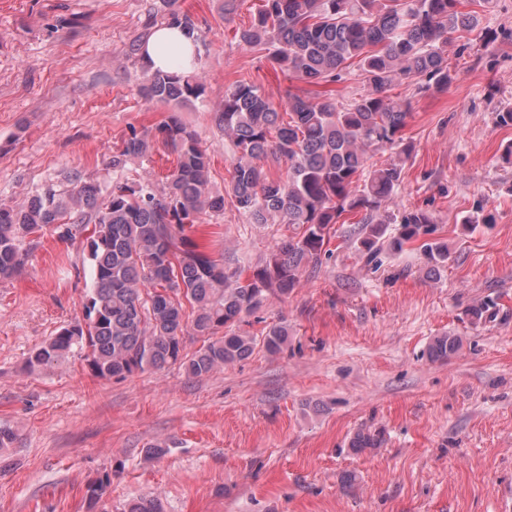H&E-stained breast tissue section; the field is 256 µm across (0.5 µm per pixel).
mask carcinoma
<instances>
[{
    "label": "carcinoma",
    "instance_id": "carcinoma-1",
    "mask_svg": "<svg viewBox=\"0 0 512 512\" xmlns=\"http://www.w3.org/2000/svg\"><path fill=\"white\" fill-rule=\"evenodd\" d=\"M164 14L148 11L144 33L128 44L141 50L154 29L183 30L194 43L202 30L178 0H162ZM487 0H261L251 24L236 31L238 44L271 49L269 60L286 75L319 87L309 96L285 90L287 103L275 105L261 86L243 77L224 91L217 113L236 162L231 193L238 211L252 224H289L294 234L279 241L246 278L228 272L199 250L186 229L224 211V197L209 192L211 159L196 130L172 112L150 129L129 127L112 149L107 167L116 178L108 187L80 172L65 176L68 189L47 184L20 206L0 205V281L23 270L39 245L32 235L52 228L62 241L86 243L92 282L82 317L61 328L35 350L32 366L51 367L79 352L97 378H125L179 364L202 377L247 359L260 345L270 354L288 343V328L273 324L257 338L240 330L243 316L272 297H286L303 272L327 255L334 225L357 218L356 242L373 258L383 248L434 233L422 210L402 214L398 234L386 236L389 204L402 182L411 146L404 129L409 112L388 91L407 80L419 93L443 90L452 81L448 44L482 38L480 14ZM173 68H145L139 89L147 103L173 107L198 99L200 73L182 72L180 48L170 47ZM361 72L363 91L343 104L329 86L351 66ZM176 155L164 187L128 182L130 159L149 155L156 144ZM391 160L376 163L377 151ZM285 164L287 178H274L266 165ZM422 253L432 273L448 263V244L430 241ZM497 304L469 309L472 323L493 318ZM204 338L185 352L186 335ZM462 346L459 336H437L428 346L432 361H445ZM381 433L359 432L353 451L379 448ZM123 512H162L155 497L129 502Z\"/></svg>",
    "mask_w": 512,
    "mask_h": 512
}]
</instances>
